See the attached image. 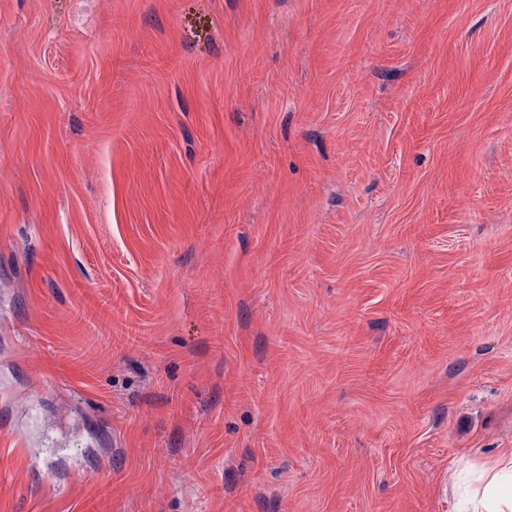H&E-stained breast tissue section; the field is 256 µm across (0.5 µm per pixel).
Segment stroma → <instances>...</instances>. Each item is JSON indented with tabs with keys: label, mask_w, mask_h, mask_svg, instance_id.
Returning <instances> with one entry per match:
<instances>
[{
	"label": "stroma",
	"mask_w": 512,
	"mask_h": 512,
	"mask_svg": "<svg viewBox=\"0 0 512 512\" xmlns=\"http://www.w3.org/2000/svg\"><path fill=\"white\" fill-rule=\"evenodd\" d=\"M512 448V0H0V512H471Z\"/></svg>",
	"instance_id": "1"
}]
</instances>
